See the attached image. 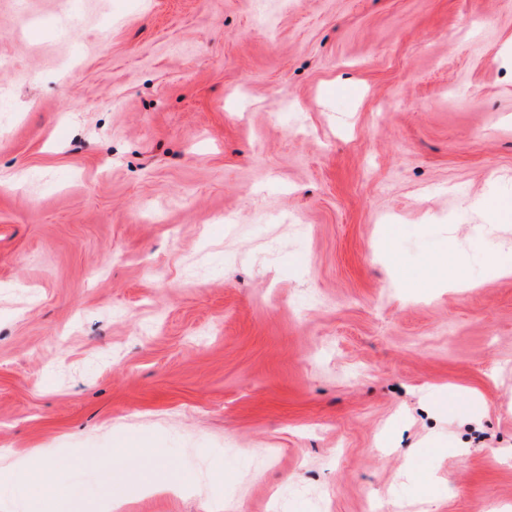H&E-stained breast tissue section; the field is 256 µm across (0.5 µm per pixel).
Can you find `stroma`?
<instances>
[{
    "instance_id": "35a3bbf8",
    "label": "stroma",
    "mask_w": 512,
    "mask_h": 512,
    "mask_svg": "<svg viewBox=\"0 0 512 512\" xmlns=\"http://www.w3.org/2000/svg\"><path fill=\"white\" fill-rule=\"evenodd\" d=\"M502 202L512 0H0V512H512ZM61 469L59 463L41 458L35 449H24L15 454V459L1 461L0 485L25 491L31 477L46 480ZM147 448H117L113 451L112 467L123 470L134 464L153 465Z\"/></svg>"
}]
</instances>
